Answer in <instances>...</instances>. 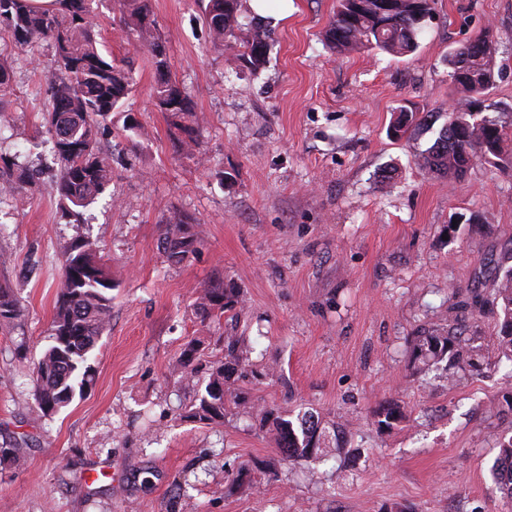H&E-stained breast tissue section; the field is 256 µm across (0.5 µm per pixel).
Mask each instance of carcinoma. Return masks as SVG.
Instances as JSON below:
<instances>
[{
  "label": "carcinoma",
  "instance_id": "cac0c4a2",
  "mask_svg": "<svg viewBox=\"0 0 512 512\" xmlns=\"http://www.w3.org/2000/svg\"><path fill=\"white\" fill-rule=\"evenodd\" d=\"M54 10L31 7L28 0H0V29L7 31L14 47L29 53L42 42L53 50L54 69L49 78V108L44 115V133L52 144L58 170L53 191L58 197L61 217L69 223L80 221L82 211L112 183V158L102 151L98 130L101 121L120 111L132 92L133 77L124 59L105 56L100 50L99 32L88 0H57ZM119 13L122 38L135 49L149 54L156 80L152 98L163 112L185 117L193 112L192 102L172 80L162 35L152 18L151 0H114ZM241 0H208L205 23L213 45L222 48L232 42L243 48L238 54L244 67L256 71L266 62L272 30L256 22L243 31L239 22ZM430 0H338L336 13L324 32V40L338 55L361 50L405 56L416 51L417 37L430 17ZM467 45L456 50L465 55L462 66L448 58L451 78L460 93L456 107L433 144L420 155L428 172L450 179L458 178L473 162L512 166V117L490 112L484 97L496 81L498 46L486 35L482 47L468 54ZM13 60L0 55V98L13 88ZM415 112H401L389 133L403 137L421 125ZM178 150L195 156L193 130L181 127ZM34 169L15 156L0 154V202L24 201ZM163 250L172 263H181L196 250L197 238L188 231L187 220L172 212L165 221ZM114 284L95 243L80 240L65 253L61 289L53 319V344L35 364L33 371L35 404L44 416L68 405L91 382L87 358L95 347L112 314ZM500 310L497 345L499 355L512 361V268L497 281L488 294L476 293L457 302L453 322L469 311L485 307ZM197 307L205 312L224 313V288L203 289ZM19 301L12 288L0 284V325L18 318ZM475 337L457 327L419 334L411 340L413 368L423 371L448 359V367L484 365L474 346ZM253 343L245 336L228 339L224 363L210 374L204 389L190 406L189 417L201 423L224 419L228 399L238 405L241 396L232 393L228 382L249 363ZM377 424L390 428L402 418L398 404L389 402L376 412ZM259 427L275 436L284 459L290 462L310 458L309 448L317 442V453L331 446L341 452L338 426L328 424L312 411L296 416L272 408L256 412ZM490 474L503 495L512 501V435L499 441V452Z\"/></svg>",
  "mask_w": 512,
  "mask_h": 512
}]
</instances>
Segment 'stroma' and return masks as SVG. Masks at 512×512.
I'll list each match as a JSON object with an SVG mask.
<instances>
[{"instance_id": "35a3bbf8", "label": "stroma", "mask_w": 512, "mask_h": 512, "mask_svg": "<svg viewBox=\"0 0 512 512\" xmlns=\"http://www.w3.org/2000/svg\"><path fill=\"white\" fill-rule=\"evenodd\" d=\"M207 3L152 0L170 75L194 107L188 158L152 102L146 52L120 38L112 0H92L104 50L127 58L134 87L100 135L112 184L79 224L58 213L42 127L52 49L29 59L0 31L15 68L0 153L39 171L23 204L0 203V253L11 256L0 284L21 307L0 326V447L22 455L0 469V512H512L489 474L512 434L497 316L467 323L488 361L481 374L413 373L409 347L512 267V167L477 162L449 180L419 162L457 98L448 54L468 39L497 41L487 100L512 109V0H434L404 57L331 54L323 33L336 0H292L256 73L239 45L213 47ZM402 108L426 120L409 139L388 134ZM173 211L200 238L179 264L161 246ZM79 239L112 273V319L89 357L91 385L42 417L32 369L53 342L62 262ZM214 284L235 302L218 317L196 308ZM230 336L254 346L241 404L220 424L185 419ZM392 400L405 418L379 429L374 413ZM264 407L320 413L344 427L350 456L285 461L250 416Z\"/></svg>"}]
</instances>
